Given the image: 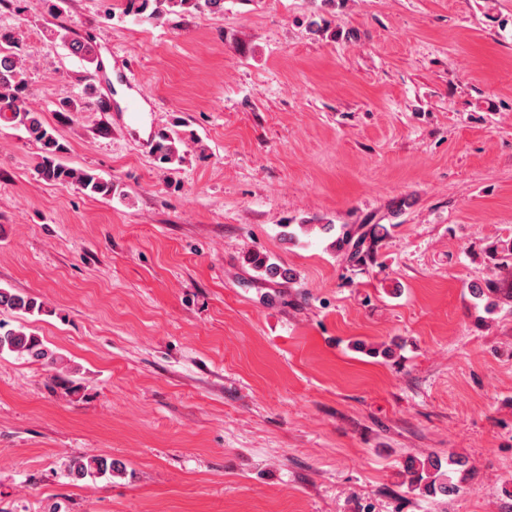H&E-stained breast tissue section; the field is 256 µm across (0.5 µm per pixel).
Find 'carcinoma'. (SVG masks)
<instances>
[{
    "instance_id": "1",
    "label": "carcinoma",
    "mask_w": 512,
    "mask_h": 512,
    "mask_svg": "<svg viewBox=\"0 0 512 512\" xmlns=\"http://www.w3.org/2000/svg\"><path fill=\"white\" fill-rule=\"evenodd\" d=\"M136 6L139 14L148 13L154 18L164 11L194 10L197 12H220L224 10V0H128ZM71 51L82 56L91 64L97 62L93 47L80 40L69 42ZM28 83L24 78L22 60V40L13 30L0 29V118L23 129L28 140L40 145L38 174L47 182L74 185L92 195H112V182L86 171L73 169L61 160L65 146L53 136L42 122L39 112L28 105ZM156 157L163 163L180 159L175 140L162 136L155 143ZM382 228L372 227L361 232L353 243L350 259L362 263L371 258L374 246L381 236ZM0 308L17 313L31 314L42 311L38 299L7 288H0ZM9 351L26 356L34 361L54 364L58 356L48 348L43 340L33 333L25 332L24 327L8 328L0 322V352ZM463 466L461 459H448V470H442L440 460L428 457L413 461L407 467L408 485L426 496L446 495L459 491L453 481L455 467ZM121 473V463L105 456L89 458L74 457L68 466V475L74 480L87 477L112 476Z\"/></svg>"
}]
</instances>
